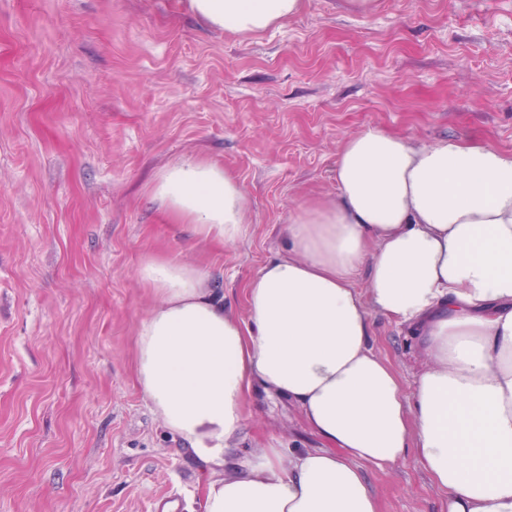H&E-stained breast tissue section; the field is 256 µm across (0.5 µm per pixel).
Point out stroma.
I'll return each instance as SVG.
<instances>
[{"label":"stroma","instance_id":"1","mask_svg":"<svg viewBox=\"0 0 512 512\" xmlns=\"http://www.w3.org/2000/svg\"><path fill=\"white\" fill-rule=\"evenodd\" d=\"M367 127L512 149V0H306L239 38L184 0H0V512H201L206 472L135 385L153 297L138 269L176 255L243 286L281 227L335 192L336 150ZM248 193V232L218 249L169 223L151 185L184 159ZM374 349L406 384L407 330ZM324 442L287 400L252 391L236 454ZM382 512H441L414 456L367 469Z\"/></svg>","mask_w":512,"mask_h":512}]
</instances>
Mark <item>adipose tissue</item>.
I'll use <instances>...</instances> for the list:
<instances>
[{"instance_id": "ef3b65f1", "label": "adipose tissue", "mask_w": 512, "mask_h": 512, "mask_svg": "<svg viewBox=\"0 0 512 512\" xmlns=\"http://www.w3.org/2000/svg\"><path fill=\"white\" fill-rule=\"evenodd\" d=\"M304 0H189L206 25L258 36ZM336 191L301 200L285 252L244 285L246 317L207 268L147 258L155 303L134 337L144 400L211 474L203 512H381L366 468L415 455L443 512H512V149L419 143L377 128L336 150ZM200 242L245 237L249 198L222 165L152 187ZM414 332L412 387L372 346L373 319ZM325 442L233 452L254 387Z\"/></svg>"}]
</instances>
